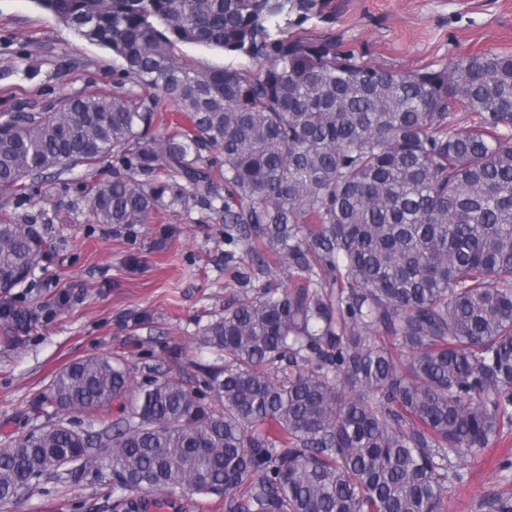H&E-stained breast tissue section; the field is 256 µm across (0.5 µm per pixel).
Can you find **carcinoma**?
<instances>
[{"mask_svg": "<svg viewBox=\"0 0 512 512\" xmlns=\"http://www.w3.org/2000/svg\"><path fill=\"white\" fill-rule=\"evenodd\" d=\"M34 3L122 67L110 93L0 122V192L110 158L94 221L222 213L237 298L203 333L224 364L187 380L138 383L100 355L60 371L33 404L55 420L0 446V502L75 460L159 506L441 512L454 461L512 425V52L399 70L271 27L323 0ZM180 44L259 68L190 65ZM53 247L0 215V284ZM282 266L288 288L270 279ZM33 314L0 303L7 326ZM114 402L93 435L67 423ZM176 504L179 505V510L175 511H162L156 510L157 508L150 502L147 504V512H225L224 511V498L212 496L210 498H201L199 496H182L178 497Z\"/></svg>", "mask_w": 512, "mask_h": 512, "instance_id": "1", "label": "carcinoma"}]
</instances>
